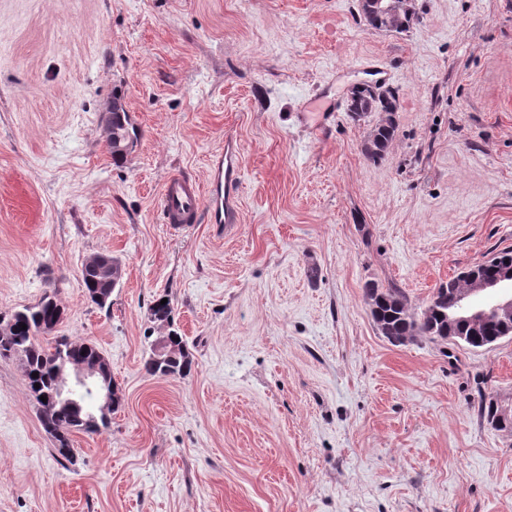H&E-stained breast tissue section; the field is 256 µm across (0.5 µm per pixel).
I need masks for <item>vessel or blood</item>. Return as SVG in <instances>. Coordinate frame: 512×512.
<instances>
[{
    "label": "vessel or blood",
    "mask_w": 512,
    "mask_h": 512,
    "mask_svg": "<svg viewBox=\"0 0 512 512\" xmlns=\"http://www.w3.org/2000/svg\"><path fill=\"white\" fill-rule=\"evenodd\" d=\"M241 168L237 142L228 137L223 151L209 163L207 185H199L181 173L170 176L159 202L165 223L177 227L201 221L228 227L240 223Z\"/></svg>",
    "instance_id": "b4317fda"
}]
</instances>
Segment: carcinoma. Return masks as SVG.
I'll return each instance as SVG.
<instances>
[{
  "label": "carcinoma",
  "instance_id": "cac0c4a2",
  "mask_svg": "<svg viewBox=\"0 0 512 512\" xmlns=\"http://www.w3.org/2000/svg\"><path fill=\"white\" fill-rule=\"evenodd\" d=\"M390 9L385 13L363 12L365 23L374 29H395L403 31L411 23L412 16L406 9L404 0H387ZM395 96L389 91H377L373 94L360 90L351 91L349 111L361 118L370 119L371 127L364 144L367 158L378 161L385 158L388 149L396 137L397 123ZM112 129V138L118 146L112 149V158L124 159L129 136L139 137L138 128L132 123L126 112L114 109L108 119ZM512 267V248L495 253L487 261L471 267L474 275L481 278L495 276L499 270ZM81 278L89 298L97 306L104 308L112 303L114 286L101 279L96 267L85 265L81 269ZM468 288L466 281L453 276L443 281L433 292L426 307L419 313L409 304L403 289L391 285L381 288L374 283L366 285V297L374 323L380 333L394 345H402L416 336H427L440 340H463L473 348L490 344L494 336H512V323L504 324L497 320L487 321L479 331V338L468 340L472 328L468 322L456 318L455 308L458 297ZM62 311L54 297L46 294L37 303L25 306L10 315L13 327L5 336L0 335V349L10 352L22 361L29 389L41 406L42 424L45 430L56 435L60 444L59 452L69 453L67 434L73 430L99 432L108 427V417L100 415L99 422L85 425L77 416L53 404L56 397L57 369L63 360L88 359L96 356L98 350L90 343L67 341L64 350L59 343L45 346L38 336L52 333L61 321ZM25 327H20V324ZM167 342V353L163 360L152 357L146 363L147 371L158 377L180 375L190 372L191 362L185 349L182 336L171 331L163 337ZM37 377H32L33 373ZM39 387H34V384ZM47 401H41V397Z\"/></svg>",
  "mask_w": 512,
  "mask_h": 512
}]
</instances>
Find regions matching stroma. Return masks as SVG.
Returning <instances> with one entry per match:
<instances>
[{"label":"stroma","instance_id":"1","mask_svg":"<svg viewBox=\"0 0 512 512\" xmlns=\"http://www.w3.org/2000/svg\"><path fill=\"white\" fill-rule=\"evenodd\" d=\"M411 5L395 32L361 0H0V316L54 295L120 399L62 456L0 357V512H512V430L480 412L512 415V337L395 346L365 295L419 312L512 248V0ZM363 81L397 101L378 162ZM229 131L241 224L163 223L167 178L205 183ZM101 253L107 309L80 277ZM172 329L191 371L151 376ZM108 122L110 130L112 129V135H109L112 158L117 161H121L127 154V151L124 152L121 150V146H125L127 144L130 132L133 134L135 139L138 140V128L132 123L128 112H119L118 108L113 110L111 118H108ZM113 139L119 143L115 148H113ZM131 148V142L124 147L126 150H130Z\"/></svg>","mask_w":512,"mask_h":512}]
</instances>
